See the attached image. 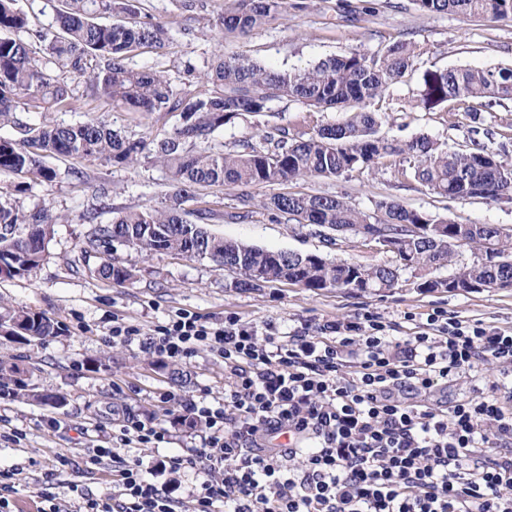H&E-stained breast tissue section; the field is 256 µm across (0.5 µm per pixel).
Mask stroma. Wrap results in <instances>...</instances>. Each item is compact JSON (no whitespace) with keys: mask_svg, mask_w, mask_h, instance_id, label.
<instances>
[{"mask_svg":"<svg viewBox=\"0 0 512 512\" xmlns=\"http://www.w3.org/2000/svg\"><path fill=\"white\" fill-rule=\"evenodd\" d=\"M294 2L285 18L245 36H225L215 25L224 0H137L140 19L168 24L172 37L160 49L137 48L129 64L160 72L174 90L189 99L201 91L197 73L219 52L296 72L350 50L374 52L396 41L416 42L423 52L412 72L380 104V136L409 140L426 135L457 151L471 148L477 140L512 165V101L495 106L478 123L461 113L409 106L420 94L425 71L512 66V23L424 15L412 0ZM368 6L374 7V14H365ZM70 89L75 109L45 112L36 102H26L0 122V137L18 142L27 126L73 124L98 116L129 138L159 140L179 122L175 113L112 108L79 79L71 82ZM304 115L300 102L275 100L269 111L239 115L217 130L208 145L227 152L246 142L260 147L271 128L297 130ZM50 164L58 171L56 181L25 192L15 191L16 177L0 174V191L10 194L16 205L27 210L44 205L59 217L40 266L20 277H0V305H19L45 314L58 328L56 335L30 345L0 332V359L18 364L28 391L60 393L66 398L60 407L10 395L0 398V467L18 472L13 504L37 505L47 494L65 503L70 512H81L85 499L98 497L108 485L109 460L95 458L94 451L112 447V422L123 414H154L167 431L166 442L139 449L144 461L199 446L203 427L174 424L178 408L158 400L159 393L173 388L163 357L136 344L113 341V319L139 328L147 337L179 310L210 321L233 314L258 330L270 326L284 334L368 311L393 324L396 335L410 336L416 319L440 308L459 319L479 320L512 332V288L423 292L404 282L382 293L336 288L313 292L272 282L245 291L233 288L234 273L207 259L189 260L173 253L149 256L119 244L108 253L85 248L94 224L110 223L128 210L163 207L169 173L150 158L133 168L71 157L51 159ZM244 192L257 203L283 192L340 196L372 215L379 202L393 200L461 224L512 228V200L447 199L431 194L413 179L410 161L403 155L386 157L374 168L355 169L336 178L262 184L245 190L203 188L184 208L191 213L212 211L215 218L210 230L227 239L367 266L395 261L393 253L362 237L283 224L259 206L248 218H239L238 198ZM109 255L131 270V280L96 277V268ZM178 370L183 376L180 389L188 399L223 400L226 372L222 359L202 349ZM53 419L59 421V429L50 427Z\"/></svg>","mask_w":512,"mask_h":512,"instance_id":"obj_1","label":"stroma"}]
</instances>
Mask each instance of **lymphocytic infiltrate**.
Segmentation results:
<instances>
[{"mask_svg":"<svg viewBox=\"0 0 512 512\" xmlns=\"http://www.w3.org/2000/svg\"><path fill=\"white\" fill-rule=\"evenodd\" d=\"M112 335L179 363L208 349L229 375L215 403L161 397L202 422L200 447L148 463L136 449L165 430L151 416L116 424V448L96 451L112 485L84 512H177L157 477L188 470L204 475L192 512H512V335L498 327L435 310L401 340L365 312L277 336L179 311L148 339L119 321ZM488 361L504 365L501 378L475 375L451 410L393 396Z\"/></svg>","mask_w":512,"mask_h":512,"instance_id":"1","label":"lymphocytic infiltrate"}]
</instances>
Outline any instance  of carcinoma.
Wrapping results in <instances>:
<instances>
[{"mask_svg": "<svg viewBox=\"0 0 512 512\" xmlns=\"http://www.w3.org/2000/svg\"><path fill=\"white\" fill-rule=\"evenodd\" d=\"M135 0H62L59 27L37 35L40 49L15 34L28 28L25 13L16 0H0V119L15 111L20 101H37L44 111L74 108L68 81L82 78L99 98L114 108L131 112H178L180 123L172 133L153 143L150 153L170 174L171 192L165 208L127 211L109 224L93 227L89 248L131 246L141 252L174 253L190 260L210 259L230 265L238 275L234 287L255 289L271 282L300 285L312 291L330 281L338 288H393L404 271H422L427 266L455 263L457 249L469 246L485 254L487 261L470 266L478 284L512 283V229L499 232L493 224H458L409 209L398 202H381L383 224H429L443 230L438 240L410 238L399 250L398 265L365 266L355 262H329L290 250H269L226 240L208 230L213 219L209 210L196 211V222L185 218L183 204L200 188L254 186L313 177H338L353 169L373 168L391 154L413 159V177L433 194L445 198L482 197L512 200V167L496 158L477 141L467 152L451 151L427 136L408 141H389L378 136L379 111L371 108L389 88L414 66L420 55L414 43L395 42L373 53L356 50L330 56L303 71L284 73L248 60L227 59L216 54L200 75L206 90L184 100L168 80L152 70L127 64L131 52L144 45L161 48L169 40V29L161 23L138 18ZM216 26L225 35H246L288 11V0H228ZM425 15L452 14L512 21V0H413ZM114 14L122 15L110 21ZM105 61L104 68L90 69L86 58ZM60 71L52 81L45 70ZM295 100L315 112L344 109L349 115L334 124L315 125L310 132L288 137L276 128L264 135L270 144L258 149L247 143L236 151L191 147L209 141L218 129L243 112H266L274 100ZM512 100V66L428 70L415 107H447L464 112L473 120L479 112ZM30 137L19 148L0 139V173L21 179L18 191L50 184L57 170L45 163L51 156L103 161L113 166H136L148 143L130 139L99 117L79 124L45 123L28 129ZM276 220L306 224L344 232L372 227L371 216L340 196L281 193L261 202ZM57 217L45 207L24 211L9 200H0V256L18 262L14 275H23L43 260L51 225ZM95 275L125 282L132 273L104 260ZM24 319L25 336L46 338L57 333L48 317L17 308L0 316V328ZM16 364L0 360V387L20 386Z\"/></svg>", "mask_w": 512, "mask_h": 512, "instance_id": "1", "label": "carcinoma"}]
</instances>
